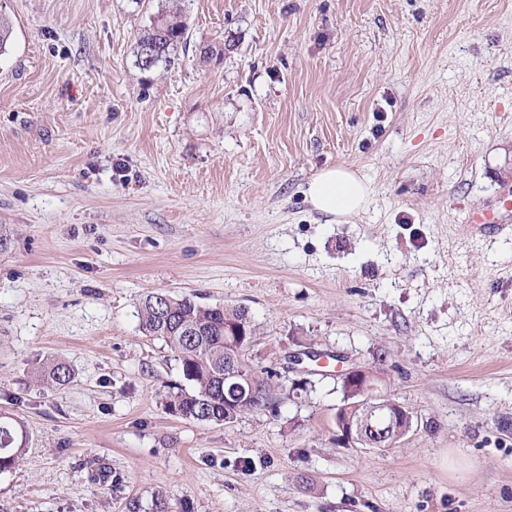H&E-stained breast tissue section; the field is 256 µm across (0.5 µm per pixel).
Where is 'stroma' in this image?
<instances>
[{
    "label": "stroma",
    "mask_w": 512,
    "mask_h": 512,
    "mask_svg": "<svg viewBox=\"0 0 512 512\" xmlns=\"http://www.w3.org/2000/svg\"><path fill=\"white\" fill-rule=\"evenodd\" d=\"M162 14L187 41L140 69ZM0 16V410L29 436L0 512H512V232L467 222L512 191V0ZM338 165L372 193L330 224L304 190ZM154 291L247 308L256 368L310 347L327 374L232 424L174 417ZM339 356L411 412L395 446L337 443ZM57 360L73 381L36 384Z\"/></svg>",
    "instance_id": "1"
}]
</instances>
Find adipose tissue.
Returning a JSON list of instances; mask_svg holds the SVG:
<instances>
[{"mask_svg":"<svg viewBox=\"0 0 512 512\" xmlns=\"http://www.w3.org/2000/svg\"><path fill=\"white\" fill-rule=\"evenodd\" d=\"M369 195L368 183L343 166L320 170L305 189V197L312 209L336 223L358 215L366 206Z\"/></svg>","mask_w":512,"mask_h":512,"instance_id":"obj_1","label":"adipose tissue"}]
</instances>
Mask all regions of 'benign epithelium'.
<instances>
[{"label": "benign epithelium", "instance_id": "benign-epithelium-1", "mask_svg": "<svg viewBox=\"0 0 512 512\" xmlns=\"http://www.w3.org/2000/svg\"><path fill=\"white\" fill-rule=\"evenodd\" d=\"M250 345L237 342L230 345L231 359L224 367V378L247 380L240 360L246 357ZM323 366V356L309 350L288 355V370L297 371L304 359ZM345 387V405L336 411L338 441L343 445L368 448H389L411 429L413 416L402 405L377 392L372 372L359 368L336 371Z\"/></svg>", "mask_w": 512, "mask_h": 512}]
</instances>
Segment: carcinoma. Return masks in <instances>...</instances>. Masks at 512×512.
Returning <instances> with one entry per match:
<instances>
[{
	"label": "carcinoma",
	"instance_id": "cac0c4a2",
	"mask_svg": "<svg viewBox=\"0 0 512 512\" xmlns=\"http://www.w3.org/2000/svg\"><path fill=\"white\" fill-rule=\"evenodd\" d=\"M186 29L177 21L161 19L138 38L136 45L161 44L165 51L152 63L136 54V64L149 70L161 63L174 62L177 45L185 40ZM142 329L150 336L162 339L180 372L190 384L186 389L177 386L165 402L167 412L182 419L199 423L222 425L238 418L269 409L279 389L278 374L273 367L256 370L246 366L250 382L233 384L224 381V350L230 338L225 328L244 326L245 341L253 338V323L245 307L204 306L184 296L173 297L165 292H154L140 305ZM37 380L52 386H65L72 380L70 367L61 361L42 366ZM28 442L24 425L12 414L0 412V472L10 469L26 451Z\"/></svg>",
	"mask_w": 512,
	"mask_h": 512
}]
</instances>
